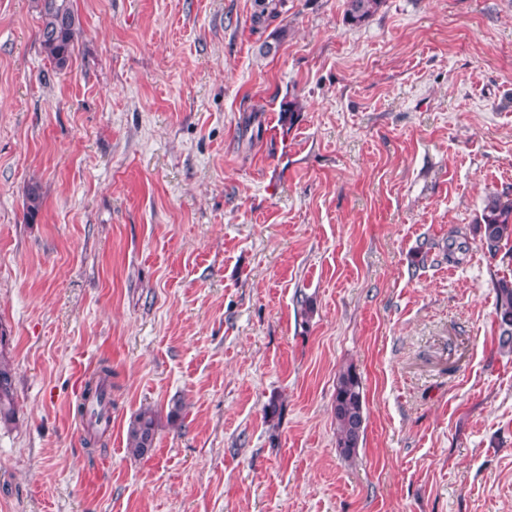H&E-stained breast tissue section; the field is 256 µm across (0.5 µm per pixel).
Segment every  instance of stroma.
<instances>
[{
  "mask_svg": "<svg viewBox=\"0 0 512 512\" xmlns=\"http://www.w3.org/2000/svg\"><path fill=\"white\" fill-rule=\"evenodd\" d=\"M72 3L57 72L36 0H0V512H512V241L492 257L474 230L512 198V0H385L358 26L344 0H286L269 52L254 0ZM103 362L89 448L76 405ZM495 315L500 330L499 345L512 350V278L503 276L494 283ZM6 333L0 330V423L9 425L14 422L16 415V401L13 386V368L9 358L5 355ZM95 404L99 415L108 414L112 409V368L101 364L86 381L77 412L84 416L88 404ZM333 410L339 454L346 459L353 458L359 448L365 421L362 384L353 367H347L338 375ZM158 428V412L148 406L140 409L129 423L127 448L138 457L147 455L153 448Z\"/></svg>",
  "mask_w": 512,
  "mask_h": 512,
  "instance_id": "1",
  "label": "stroma"
}]
</instances>
